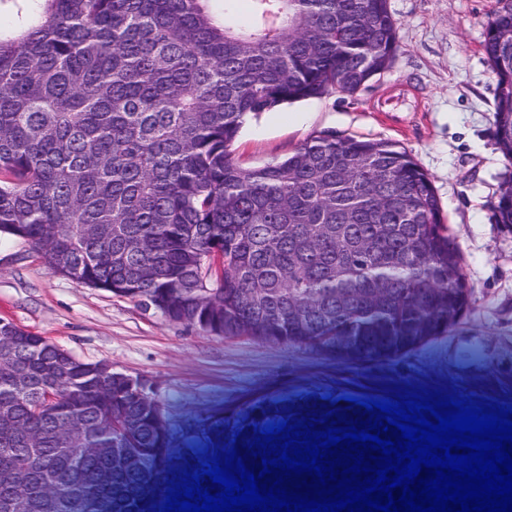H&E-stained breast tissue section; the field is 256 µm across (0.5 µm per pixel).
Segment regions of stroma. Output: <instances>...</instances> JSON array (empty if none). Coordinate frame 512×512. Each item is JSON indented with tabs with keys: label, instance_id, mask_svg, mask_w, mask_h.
Returning a JSON list of instances; mask_svg holds the SVG:
<instances>
[{
	"label": "stroma",
	"instance_id": "obj_1",
	"mask_svg": "<svg viewBox=\"0 0 512 512\" xmlns=\"http://www.w3.org/2000/svg\"><path fill=\"white\" fill-rule=\"evenodd\" d=\"M497 0H388L398 24L391 67L349 96L332 93L249 117L235 160L256 167L322 131L382 139L432 180L457 243L472 303L447 334L401 359L339 365L306 345L224 337L51 273L26 240L0 237V319L86 362L146 382L177 449L271 394L381 399L385 386L447 387L512 406V226L493 207L512 179L495 139V79L482 43Z\"/></svg>",
	"mask_w": 512,
	"mask_h": 512
}]
</instances>
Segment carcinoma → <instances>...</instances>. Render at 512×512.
<instances>
[{"label":"carcinoma","mask_w":512,"mask_h":512,"mask_svg":"<svg viewBox=\"0 0 512 512\" xmlns=\"http://www.w3.org/2000/svg\"><path fill=\"white\" fill-rule=\"evenodd\" d=\"M0 0V235L53 273L219 336L304 344L341 364L401 358L453 329L473 290L432 181L387 140L323 131L243 168L249 116L353 95L398 51L387 0ZM512 162V0L482 44ZM512 226V183L494 205ZM53 399H47V395ZM325 398L272 395L235 435ZM124 374L0 324V512H152L192 466ZM147 501L141 506L139 502Z\"/></svg>","instance_id":"1"}]
</instances>
